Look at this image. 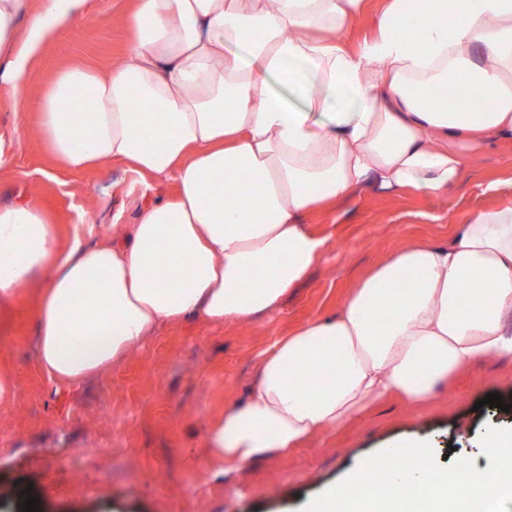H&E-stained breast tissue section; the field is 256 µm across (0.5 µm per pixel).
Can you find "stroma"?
Masks as SVG:
<instances>
[{"label": "stroma", "instance_id": "35a3bbf8", "mask_svg": "<svg viewBox=\"0 0 512 512\" xmlns=\"http://www.w3.org/2000/svg\"><path fill=\"white\" fill-rule=\"evenodd\" d=\"M133 5L88 0L84 17L46 47L21 96H0L10 159L0 171V204L33 201L65 238L90 224L93 241H111L113 225L135 223L144 206L173 190L169 182L145 184L118 163L65 170L33 132V104L48 73L74 65L103 71L120 60L130 35L119 17ZM511 178L512 149L492 147L441 196L377 190L349 197L335 223L309 218L314 232L330 236L332 249L278 312L254 323L159 326L122 361L72 385L42 371L30 308H1L0 376L11 379L13 391L0 400V512H18L28 491L39 512H299L364 456L407 437L427 440L439 465L463 457L482 467L481 430L512 424V412L483 404L491 392L512 401V357L472 366L427 404L385 400L286 457L229 475L209 465L204 435L225 407L244 400L258 355L275 337L335 313L394 248L451 242L459 221L484 202L486 184ZM463 424L470 434H460Z\"/></svg>", "mask_w": 512, "mask_h": 512}]
</instances>
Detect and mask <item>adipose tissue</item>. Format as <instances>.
<instances>
[{"label": "adipose tissue", "mask_w": 512, "mask_h": 512, "mask_svg": "<svg viewBox=\"0 0 512 512\" xmlns=\"http://www.w3.org/2000/svg\"><path fill=\"white\" fill-rule=\"evenodd\" d=\"M86 3L0 0L8 94ZM122 21L130 45L107 72L50 74L36 132L67 170L120 163L173 195L98 245L81 226L62 243L37 206H0V304L43 276L38 357L57 381L109 368L163 324L278 311L331 250L305 215L331 217L373 183L440 196L487 147L512 146V0H137ZM451 82L466 92L453 107L433 97ZM78 92L88 115L69 108ZM499 191L486 185L490 203L453 243L397 248L335 315L273 339L243 404L207 428L221 473L512 356V197Z\"/></svg>", "instance_id": "adipose-tissue-1"}]
</instances>
